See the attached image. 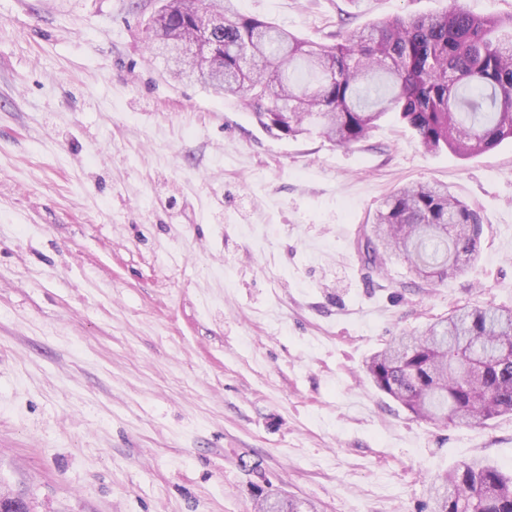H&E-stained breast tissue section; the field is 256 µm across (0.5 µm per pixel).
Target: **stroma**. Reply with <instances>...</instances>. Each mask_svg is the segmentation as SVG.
Here are the masks:
<instances>
[{
    "label": "stroma",
    "mask_w": 512,
    "mask_h": 512,
    "mask_svg": "<svg viewBox=\"0 0 512 512\" xmlns=\"http://www.w3.org/2000/svg\"><path fill=\"white\" fill-rule=\"evenodd\" d=\"M448 0H237L323 43ZM161 0H0V492L32 512H425L443 470L512 472V416L417 420L364 361L454 310L512 306V140L426 152L387 115L354 147L265 130L171 80ZM447 184L480 254L444 286L368 280L397 187ZM278 496V495H277ZM258 512H314V506L287 499L279 495L276 499L265 496L257 504Z\"/></svg>",
    "instance_id": "1"
}]
</instances>
